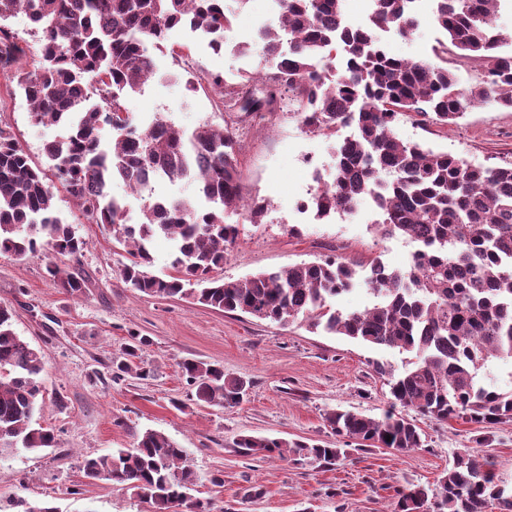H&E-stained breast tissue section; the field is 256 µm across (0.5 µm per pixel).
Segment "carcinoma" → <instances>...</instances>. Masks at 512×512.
<instances>
[{
  "label": "carcinoma",
  "mask_w": 512,
  "mask_h": 512,
  "mask_svg": "<svg viewBox=\"0 0 512 512\" xmlns=\"http://www.w3.org/2000/svg\"><path fill=\"white\" fill-rule=\"evenodd\" d=\"M246 0H0V77L20 92L32 121L64 124L65 135L45 145L51 170L94 224L112 227L131 247L121 277L127 286L162 298L189 297L224 312H241L286 326L345 336L412 354L399 374L384 362L373 371L390 377L391 408L379 418L351 410L324 414L338 437L388 448L399 454L423 447L420 428L396 411L400 407L446 423H512V391L478 382L491 358L512 359V166H474L461 157L405 144L393 126L399 114L414 112L445 127L483 103L512 107V55L498 53L506 36L497 30L498 0H434L435 20L446 42L437 63L389 55L371 33L391 28L403 36L417 26L414 0H375L369 28L340 27L341 0H272L278 27L259 31L262 67L248 77L254 89L215 76L227 111L259 125L286 101L307 132L331 135L354 125L358 138L336 150V178L313 198L320 213H347L364 195L375 197L382 236L401 235L418 244L416 262L389 271L375 261L365 279L377 301L344 313L333 305L351 289L355 264L345 260L301 263L261 272L242 281L220 282L211 273L238 237V225L259 224L267 202L245 194L236 124H205L191 132L156 122L143 131L120 114L124 95L154 74L148 47L168 30L188 25L219 52L232 27L235 6ZM23 13L38 33V47L22 46L6 21ZM341 45L343 74L328 77L316 57ZM454 48L486 71L464 85L448 70ZM33 53L38 65L21 60ZM95 84L86 82L87 77ZM116 132L111 145L101 132ZM121 177L131 189L156 178L196 183L208 207L189 198L145 205L138 224L125 223L122 200L107 184ZM45 173L0 129V252L23 257L40 248L76 256L85 246L59 217ZM164 236L174 243L176 274L148 271L150 245ZM51 279L72 296L84 282L55 264ZM147 343L132 337L127 359L113 377L148 372L133 366ZM197 400L232 407L247 391L245 380L203 361L182 365ZM44 355L13 329V312L0 304V455L56 445L54 432L36 418L43 393ZM236 447L247 456L277 455L295 465H331L345 449L243 434ZM89 481L106 480L141 496L150 512H211V503L189 491L196 475L183 449L165 434L147 430L131 449L86 457ZM391 512H512V487L500 483L491 457L478 448L453 454L432 485L412 484L398 492Z\"/></svg>",
  "instance_id": "obj_1"
}]
</instances>
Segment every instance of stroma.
Masks as SVG:
<instances>
[{"instance_id": "35a3bbf8", "label": "stroma", "mask_w": 512, "mask_h": 512, "mask_svg": "<svg viewBox=\"0 0 512 512\" xmlns=\"http://www.w3.org/2000/svg\"><path fill=\"white\" fill-rule=\"evenodd\" d=\"M433 10L432 0H418V26L410 38L383 30L375 36L392 55L433 60L435 48L446 39ZM271 18L268 0H246L226 34L228 48L218 53L188 29L171 31L150 49L155 76L126 98L132 123L145 128L163 121L187 131L223 125V106L207 77L218 74L237 82L259 70L257 53L243 54L233 45L253 41ZM180 49L189 50L194 72L202 76L191 91L186 88L190 73L176 63ZM0 128L13 134L41 167L48 164L46 140L64 133L60 127L34 126L25 98L7 88L0 90ZM348 133L345 127L331 136L306 132L287 111L249 127L239 157L243 176L249 196L268 200L270 207L261 223L240 225L215 278L241 281L261 271L336 256L356 263L363 274L375 259L392 270L408 268L415 244L380 235L368 221L374 207L370 197H361L353 213L330 224L304 223L297 210L298 202L318 189L303 153L313 154L325 181H333L336 144ZM395 133L402 142L446 151L475 165L512 161V110L493 104L476 105L445 128L422 124L407 113ZM45 183L56 195L60 217L86 246L75 257L44 249L21 258L0 254V303L12 307L15 332L45 355L40 421L57 438L52 448L0 456V512H17L19 498L52 502L58 512H148V504L122 486L87 483L80 464L89 455L133 447L137 435L149 429L185 449L197 478L195 495L211 501V512H390L397 490L434 482L454 452L475 447L480 437L487 440L497 476L512 484L510 424L460 419L442 424L418 414L414 421L425 435L423 448L398 454L353 444L345 458L327 466H294L276 456L241 454L235 442L242 434L338 445L325 413L342 409L380 417L390 407V394L371 363L387 362L400 372L409 353L128 288L120 278L130 259L127 247L109 225L87 222L54 177ZM107 190L125 202L131 224L138 223L145 201L196 194L194 185L164 179L136 194L116 178ZM52 262L84 280L80 296L50 280L46 267ZM135 336L150 339L134 359L148 377L113 379V363L123 359ZM186 360L220 364L226 375L249 381L243 400L232 408L192 400L193 388L181 369ZM176 398L184 400V408L173 406Z\"/></svg>"}]
</instances>
